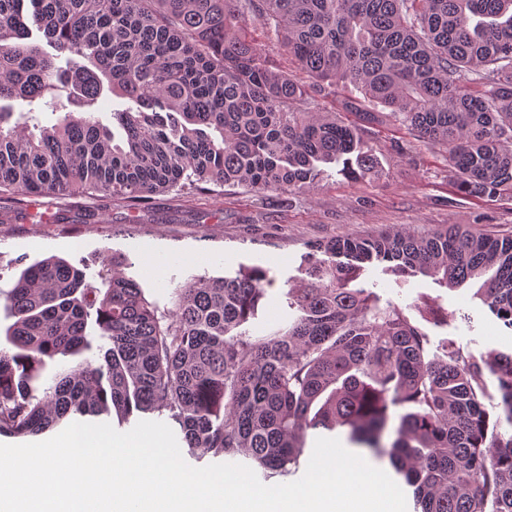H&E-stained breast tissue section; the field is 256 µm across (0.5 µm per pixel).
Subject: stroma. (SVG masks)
Listing matches in <instances>:
<instances>
[{
    "label": "stroma",
    "mask_w": 512,
    "mask_h": 512,
    "mask_svg": "<svg viewBox=\"0 0 512 512\" xmlns=\"http://www.w3.org/2000/svg\"><path fill=\"white\" fill-rule=\"evenodd\" d=\"M234 29L272 70L308 86L314 110L350 118L346 104L357 95L353 87L337 86L332 95L310 89L308 76L273 28L252 13L240 15ZM364 140L377 161L375 173L351 178L328 164L323 177L301 191L180 185L142 204L88 194L29 196L19 202L0 195V350L8 347L5 331L12 322L5 291L22 269L51 256L66 260L96 286L110 258L123 260L125 275L141 285L167 320L177 307V289L260 266L276 285L260 316L261 325L270 326L287 320L280 289L298 277L313 243L389 230L424 236L453 224L512 237V201L488 202L462 193L448 179L445 147L393 125L366 127ZM363 278L401 306L412 308L429 298L455 314L448 330H432L433 341L451 335L478 354L512 352V329L476 297L475 285L443 288L420 274L386 272L381 264L367 266Z\"/></svg>",
    "instance_id": "35a3bbf8"
}]
</instances>
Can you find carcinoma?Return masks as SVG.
Returning <instances> with one entry per match:
<instances>
[{"label": "carcinoma", "instance_id": "1", "mask_svg": "<svg viewBox=\"0 0 512 512\" xmlns=\"http://www.w3.org/2000/svg\"><path fill=\"white\" fill-rule=\"evenodd\" d=\"M274 27L321 91L352 85L358 122L301 108L233 22ZM37 30L71 67L31 40ZM139 109L93 108L105 93ZM399 125L448 147L449 177L488 202L512 198V0H0V191L117 196L186 182L300 191L320 165L367 173L363 127ZM348 257L327 265L316 253ZM383 263L476 296L512 329V238L451 226L351 234L310 246L283 292L288 320L257 329L273 278L262 267L178 289L169 324L112 261L100 289L55 257L7 294L0 435H40L76 414H167L193 453L249 458L267 479L300 466L307 432L347 429L413 488L418 512H512V353L432 349L406 308L362 281ZM421 317L453 315L425 300ZM108 341L103 362L58 356Z\"/></svg>", "mask_w": 512, "mask_h": 512}]
</instances>
